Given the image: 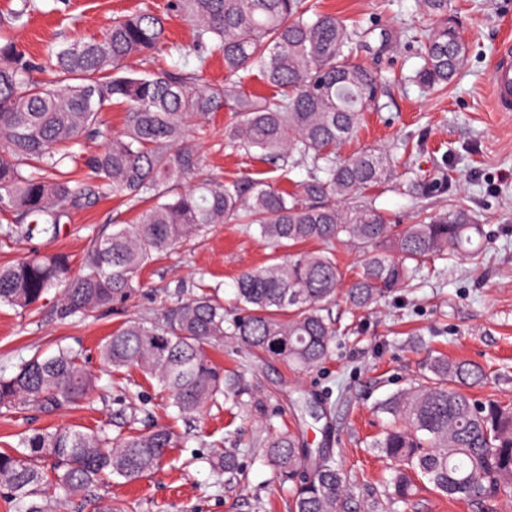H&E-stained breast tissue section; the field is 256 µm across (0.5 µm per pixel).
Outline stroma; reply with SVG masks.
<instances>
[{
	"instance_id": "35a3bbf8",
	"label": "stroma",
	"mask_w": 512,
	"mask_h": 512,
	"mask_svg": "<svg viewBox=\"0 0 512 512\" xmlns=\"http://www.w3.org/2000/svg\"><path fill=\"white\" fill-rule=\"evenodd\" d=\"M322 11L348 20L376 19L400 30L383 56L363 55L368 66L387 76L382 110L361 117L356 136L337 153L347 157L366 149H388L407 140L418 174H448L445 194L413 200L391 185L370 189L377 206L396 223H412L418 210L469 209L482 226L477 256L453 258L427 286H411L365 310L337 297L333 314L345 335L337 337L325 362L309 369L257 353L247 355L225 339L214 358L241 376L240 405L226 403L202 415L172 418L157 409L154 380L129 372L130 397L101 376L98 347L121 324L153 319L162 307L190 298L200 285L217 288L227 316H234L235 279L243 270L270 264L278 252L236 224H214L190 244L174 246L143 269L135 297L126 305L83 319L63 321L52 306L35 312L0 304V375L12 374L34 354L66 346L78 351L83 366L100 374L90 402L45 415L34 409L0 411V450L16 445L35 427L105 428L117 434L130 417L142 424H169L179 436L164 464L142 478H120L100 486L94 498L68 501L54 494L56 512H96L98 499L134 505L135 512H290L289 485L266 456L269 427L294 434L300 454L320 450L348 472V512H486L485 508L420 490L408 502H391L381 484L390 463L370 448L382 424L380 403L422 380L429 351L483 366L485 383L476 397L512 396V112L496 111L491 72L500 42L512 38V0H452L451 14L468 55L447 89L430 93L409 82L419 64L424 24L417 0H310ZM15 34L32 52L50 42L101 34L114 17L142 8L144 0H34ZM230 115L210 114L198 146L201 177L231 180L240 174L281 189L295 190L302 168L287 171L254 151L226 147ZM128 206L112 199L76 211L54 238L37 235L0 240V265L32 253L62 252L80 267L90 240L130 223ZM236 449L239 472L215 478L208 464L218 450Z\"/></svg>"
}]
</instances>
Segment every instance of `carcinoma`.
Returning <instances> with one entry per match:
<instances>
[{
    "label": "carcinoma",
    "mask_w": 512,
    "mask_h": 512,
    "mask_svg": "<svg viewBox=\"0 0 512 512\" xmlns=\"http://www.w3.org/2000/svg\"><path fill=\"white\" fill-rule=\"evenodd\" d=\"M419 3L431 23L412 80L434 90L453 78L467 46L448 14L449 0ZM30 8V0H20L0 20V237H55L73 211L105 197L141 211L135 223L93 238L76 276L62 253L35 254L1 268L0 303L33 309L64 283L59 319L105 311L131 299L154 255L212 224H244L276 248L321 245L239 274V313L227 327L224 303L202 292L174 303L157 321L131 322L101 345L102 366L149 376L164 406L177 414L200 415L242 393L240 376L224 374L211 357L224 337L249 351L314 367L330 356L339 333L331 305L340 288L352 307L367 308L405 284L424 283L428 261L468 254L481 236L462 206L420 211L415 223L397 230L364 195L394 182L414 199L439 196L448 191V178L409 169L400 175L396 152L336 158L337 147L357 132L361 114L382 107L381 77L354 61L376 22L350 24L306 0H176L193 27L188 45L169 43L164 18L147 7L113 19L99 37L50 44L34 56L13 33ZM399 36L394 28L380 30L374 54L386 53ZM214 54L224 59L226 78L202 83L199 73ZM190 56L197 70L178 69ZM138 58L146 67L135 70L130 62ZM255 68L275 93L242 91ZM44 73L51 78L39 79ZM114 105L126 107L120 131L102 117ZM224 107L232 112L226 145L257 150L274 165L304 168L297 190L266 188L247 175L173 190L201 164L190 143L191 124ZM85 139L100 141L103 149L79 158L73 148ZM80 159L88 169L84 178L69 168ZM348 241L362 249V273L345 285L334 251ZM427 371L421 384L379 407L387 425L371 447L395 464L388 481L392 498L409 500L425 480L451 499L488 508L512 494V399L473 397L468 389L486 378L475 363L436 356ZM97 382L78 353L60 347L0 376V408L51 414L90 398ZM176 446L169 427L130 426L114 437L101 429H31L16 449L0 452V486L14 496L17 512H47L35 498L48 489L70 498L114 477L136 480ZM266 455L288 480L303 465L311 470V479L292 487L291 512H345L347 475L332 458L303 459L292 434L277 431ZM210 465L219 476L237 474L235 450L216 452Z\"/></svg>",
    "instance_id": "cac0c4a2"
}]
</instances>
